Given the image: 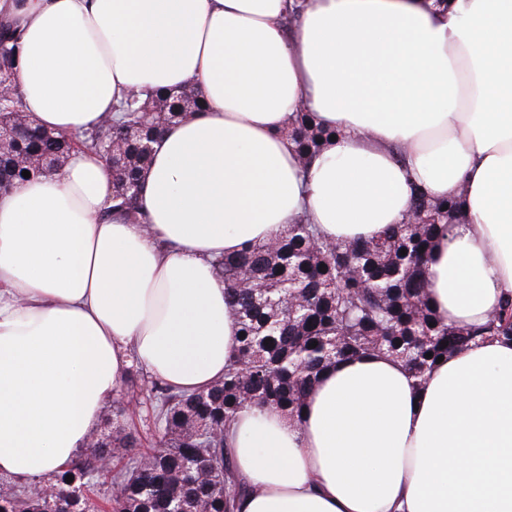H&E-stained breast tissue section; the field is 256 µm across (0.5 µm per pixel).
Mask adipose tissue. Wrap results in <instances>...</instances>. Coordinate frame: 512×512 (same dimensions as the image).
<instances>
[{"label": "adipose tissue", "instance_id": "ef3b65f1", "mask_svg": "<svg viewBox=\"0 0 512 512\" xmlns=\"http://www.w3.org/2000/svg\"><path fill=\"white\" fill-rule=\"evenodd\" d=\"M0 25L25 112L60 134L140 88L207 102L164 131L139 221L111 215L112 173L84 149L0 190V478L66 469L131 365L186 393L222 379L236 325L213 260L301 219L370 239L413 188L461 194L430 304L473 327L512 296V0H0ZM299 110L338 132L307 165ZM305 408L226 429L237 512H512V341L420 385L388 354L346 359ZM20 53V46L11 34L0 29V71L14 74Z\"/></svg>", "mask_w": 512, "mask_h": 512}]
</instances>
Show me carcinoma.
Instances as JSON below:
<instances>
[{
	"mask_svg": "<svg viewBox=\"0 0 512 512\" xmlns=\"http://www.w3.org/2000/svg\"><path fill=\"white\" fill-rule=\"evenodd\" d=\"M19 53L17 39L0 31V71L14 72ZM183 110L176 91L134 90L115 106L119 117L104 116L75 138L29 124L0 152V189L23 179L24 170L32 177L46 173L40 158L65 159L83 147L105 159L111 147L120 153L112 169L114 209L137 221L141 173L151 161L147 145L182 120ZM289 126L305 164L337 134L313 123L308 112L295 113ZM413 196L422 202L417 221L394 224L376 238L330 241L302 219L267 242L216 258L239 332L224 379L198 394L153 381V441L144 452L139 434L126 430L132 413L114 404L112 439L85 449L58 473L55 494H29L1 479L11 492L0 494V512H93L88 499L102 482L115 493L99 512H233L247 487L224 430L243 406H274L295 419L319 375L340 360L386 352L420 384L440 356L489 337L512 340V298L474 329L449 326L434 313L427 263L440 230L464 223L465 214L458 195L432 199L415 188ZM105 457L113 465L103 473L97 462Z\"/></svg>",
	"mask_w": 512,
	"mask_h": 512,
	"instance_id": "obj_1",
	"label": "carcinoma"
}]
</instances>
